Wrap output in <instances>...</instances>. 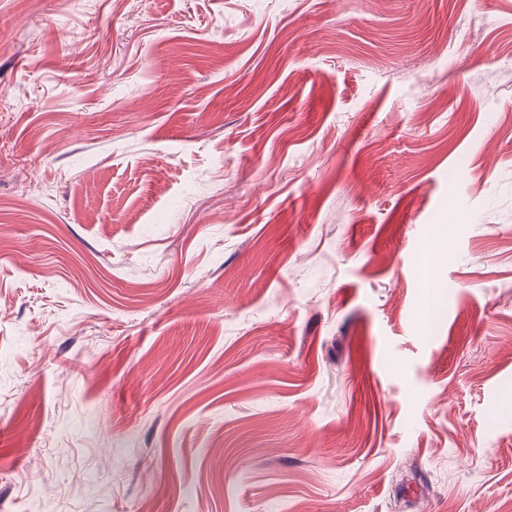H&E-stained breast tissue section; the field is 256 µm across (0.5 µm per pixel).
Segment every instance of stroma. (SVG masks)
<instances>
[{"label": "stroma", "instance_id": "35a3bbf8", "mask_svg": "<svg viewBox=\"0 0 512 512\" xmlns=\"http://www.w3.org/2000/svg\"><path fill=\"white\" fill-rule=\"evenodd\" d=\"M512 0H0V512H512Z\"/></svg>", "mask_w": 512, "mask_h": 512}]
</instances>
